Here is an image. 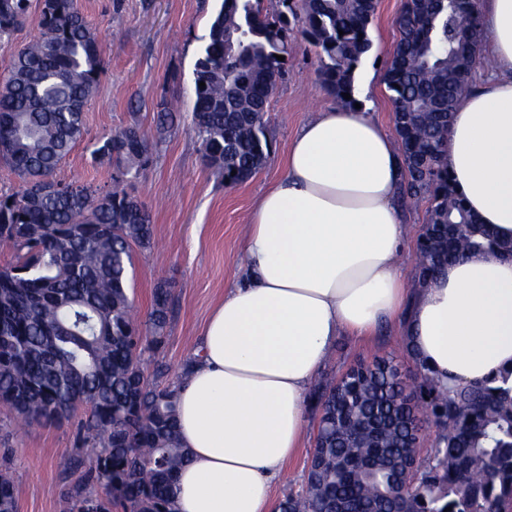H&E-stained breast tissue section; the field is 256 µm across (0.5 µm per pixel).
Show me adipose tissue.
Instances as JSON below:
<instances>
[{"instance_id": "ef3b65f1", "label": "adipose tissue", "mask_w": 512, "mask_h": 512, "mask_svg": "<svg viewBox=\"0 0 512 512\" xmlns=\"http://www.w3.org/2000/svg\"><path fill=\"white\" fill-rule=\"evenodd\" d=\"M478 10L492 69L457 101L444 162L472 213L512 240V0ZM402 180L397 144L366 109L328 107L299 126L249 214L244 274L176 382L188 461L174 512H274L311 383L342 334L399 319L411 357L450 390L512 369V259L459 260L406 287Z\"/></svg>"}]
</instances>
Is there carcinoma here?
I'll return each mask as SVG.
<instances>
[{
  "instance_id": "obj_1",
  "label": "carcinoma",
  "mask_w": 512,
  "mask_h": 512,
  "mask_svg": "<svg viewBox=\"0 0 512 512\" xmlns=\"http://www.w3.org/2000/svg\"><path fill=\"white\" fill-rule=\"evenodd\" d=\"M222 0L193 68L192 122L205 164L226 185L250 179L268 160L267 112L294 49L298 24L318 55L324 89L351 106L355 71L372 48L378 0ZM31 0H0V37L29 19ZM37 34L0 66V159L24 183L0 195V404L17 417L60 422L89 409L83 441L92 453L63 457L59 472L79 474L64 512H173L185 461L176 425L177 388L150 381L141 355L165 342L171 289L157 286L149 328L135 321L129 294L132 246L154 245L143 203L113 178L112 189L63 183L54 172L83 139L84 112L101 73L103 47L77 0H40ZM399 39L384 81L406 171L403 202L429 198L418 244L424 279L472 255L512 256L478 221L443 161L456 100L471 88L482 23L476 0H405ZM205 83L200 88L199 83ZM139 126L94 150L125 172L148 162ZM377 357L347 379L317 378L310 396L318 433L300 492L280 512H506L512 507V388L482 382L454 396L427 373L405 380ZM441 431L414 487L394 499L397 478L417 449L407 447L421 417ZM10 473L0 469V512H16Z\"/></svg>"
}]
</instances>
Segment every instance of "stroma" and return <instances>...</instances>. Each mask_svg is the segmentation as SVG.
Segmentation results:
<instances>
[{"instance_id":"stroma-1","label":"stroma","mask_w":512,"mask_h":512,"mask_svg":"<svg viewBox=\"0 0 512 512\" xmlns=\"http://www.w3.org/2000/svg\"><path fill=\"white\" fill-rule=\"evenodd\" d=\"M405 0H378L369 28L372 50L355 75L354 97L372 116L394 128V110L384 84L383 66L395 47V19ZM88 23L104 47L102 73L85 112L86 134L56 170L62 182L108 187L118 173L114 161L94 159L95 142L131 125L148 130L161 102L179 106L173 130L151 147L149 164L125 178L129 192L149 209L155 247L133 248L129 270L131 294L140 322H147L154 288L171 290L169 320L163 349L145 356L146 374L164 365V382H175L183 365L197 351L211 309L243 273L241 241L256 197L281 175L288 145L299 125L319 110L334 106L323 89L319 60L301 32H294L295 52L279 81L267 114L273 152L246 182L227 186L201 160L200 142L191 125L194 63L206 42L219 0H79ZM428 199L404 211L407 224L402 273L417 278L416 251L426 229ZM377 356L393 357L403 372L416 363L408 356L397 326L364 340L346 336L336 343L320 372L338 381L356 363ZM308 425L297 455L289 460L273 487L274 500L300 490L314 448L317 410L308 407ZM79 408L60 423L18 426L14 413L0 405V468L14 479L18 512H64V484L57 462L76 452L78 427L86 420Z\"/></svg>"}]
</instances>
